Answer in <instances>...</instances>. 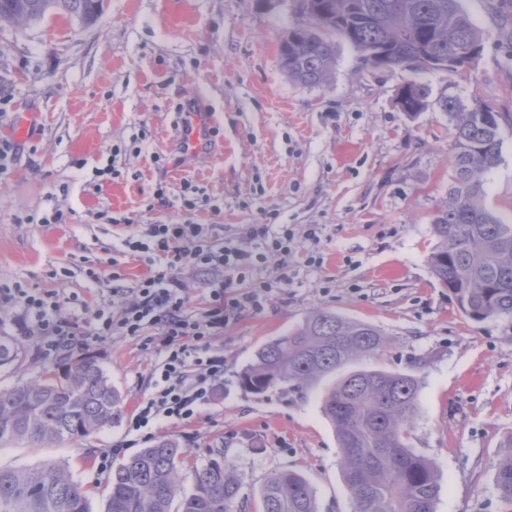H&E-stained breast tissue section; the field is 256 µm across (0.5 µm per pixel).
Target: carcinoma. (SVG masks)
<instances>
[{"instance_id": "1", "label": "carcinoma", "mask_w": 512, "mask_h": 512, "mask_svg": "<svg viewBox=\"0 0 512 512\" xmlns=\"http://www.w3.org/2000/svg\"><path fill=\"white\" fill-rule=\"evenodd\" d=\"M308 24L280 43L283 70L304 86L322 84L335 62L334 33L365 64L383 54L384 68L458 74L482 49L476 25L460 0H303ZM102 0H0V23L36 24L63 13L82 26L97 20ZM468 49L474 55L457 56ZM450 123L446 200L433 216L439 243L430 256L438 284L474 322L512 317V219L484 203L483 175L500 159V115L482 101L444 94ZM374 325L328 311L263 343L239 375L240 387L261 395L278 386L308 389L362 356L384 350ZM18 351L0 336V366ZM420 384L412 373L351 370L324 389L322 408L343 456V480L354 512H435L439 478L433 463L408 440L418 412ZM122 399L97 359L65 356L50 373L0 389V447L87 438L117 423ZM185 450L161 440L112 467L106 512H234L240 477L218 459L195 474L193 491L176 499ZM495 485L512 505V437L499 460ZM263 512H318L310 483L299 473L273 475L261 488ZM0 512H90L88 500L64 469L0 468Z\"/></svg>"}]
</instances>
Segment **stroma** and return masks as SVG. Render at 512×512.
<instances>
[{
    "instance_id": "35a3bbf8",
    "label": "stroma",
    "mask_w": 512,
    "mask_h": 512,
    "mask_svg": "<svg viewBox=\"0 0 512 512\" xmlns=\"http://www.w3.org/2000/svg\"><path fill=\"white\" fill-rule=\"evenodd\" d=\"M483 35L462 75L366 65L344 41L328 80L302 86L282 70L278 49L303 23L299 0H104L95 25L64 15L0 25V141L12 150L0 172V285L55 293L80 338L73 353L97 356L121 395L119 423L87 439L0 449V467L67 466L91 512H105L113 461L162 439L187 452L183 493L215 449L241 478L238 512H262L274 474L301 472L319 512H353L342 453L322 412L321 388L255 396L238 375L266 341L331 311L378 327L388 339L373 362L415 374L419 411L413 448L440 475L437 512H512L494 476L512 436V318L476 323L435 280L431 222L446 198L450 154L442 93L479 99L502 116L498 165L484 177L486 206L512 216V0H461ZM430 89L426 107L402 111L401 86ZM201 101L214 115L211 148L183 157L179 112ZM24 112L34 121L18 134ZM119 175L94 190L96 169ZM167 186L168 201L153 196ZM199 207L186 216L183 196ZM62 211L61 224L43 216ZM179 224L192 218L219 238L246 240L252 224H285L287 253L261 275L263 307L244 309L213 337L224 378L192 419L130 423L153 392L160 336L92 339L95 310L112 304L111 272L135 287L148 273L125 253V218ZM101 275L90 288L88 270ZM18 312L0 311L20 363L0 367V387L53 368L57 355L36 332L19 333Z\"/></svg>"
}]
</instances>
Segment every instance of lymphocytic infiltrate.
<instances>
[{"mask_svg":"<svg viewBox=\"0 0 512 512\" xmlns=\"http://www.w3.org/2000/svg\"><path fill=\"white\" fill-rule=\"evenodd\" d=\"M249 236L254 242L250 248L216 238L207 225L187 221L149 224L125 239L130 251L142 254L149 272L137 283L132 299L121 301L115 310L95 313L93 333L139 337L154 329L162 338L164 355L153 371L155 391L139 406L134 429L162 418L191 419L209 398L214 382L223 378L224 357L210 352L209 342L223 333L238 310L260 308L269 284L255 272L269 256L287 251L293 233L283 224H253ZM180 264L217 275L209 283L210 307L204 318L187 306L183 286L173 273ZM1 302L18 308L20 326L36 329L52 345L66 343L73 334L71 324L59 317L52 294L1 288ZM193 364L202 367L201 375L190 374Z\"/></svg>","mask_w":512,"mask_h":512,"instance_id":"lymphocytic-infiltrate-1","label":"lymphocytic infiltrate"}]
</instances>
